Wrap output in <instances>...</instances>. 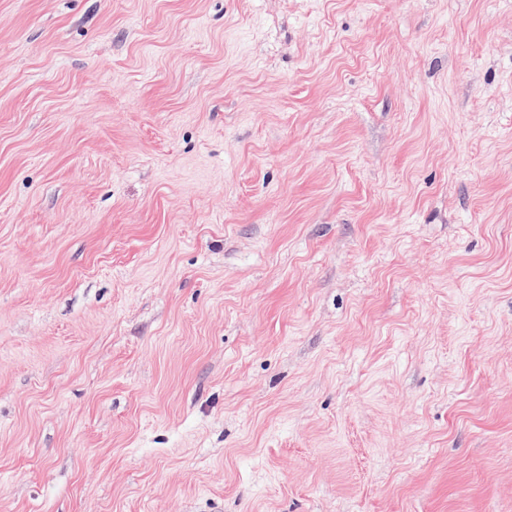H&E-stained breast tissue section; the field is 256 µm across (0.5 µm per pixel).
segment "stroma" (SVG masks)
I'll return each instance as SVG.
<instances>
[{
	"label": "stroma",
	"mask_w": 512,
	"mask_h": 512,
	"mask_svg": "<svg viewBox=\"0 0 512 512\" xmlns=\"http://www.w3.org/2000/svg\"><path fill=\"white\" fill-rule=\"evenodd\" d=\"M0 512H512V0H0Z\"/></svg>",
	"instance_id": "1"
}]
</instances>
